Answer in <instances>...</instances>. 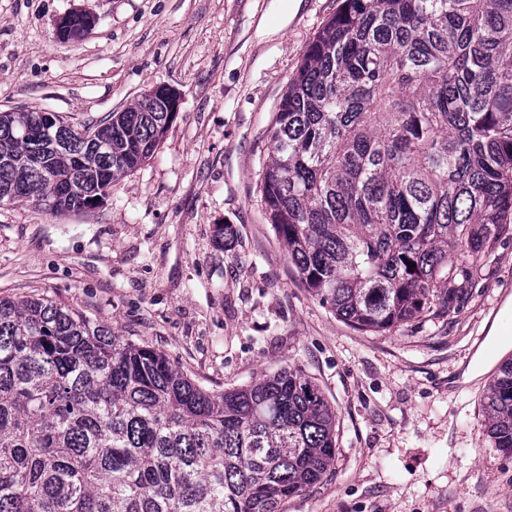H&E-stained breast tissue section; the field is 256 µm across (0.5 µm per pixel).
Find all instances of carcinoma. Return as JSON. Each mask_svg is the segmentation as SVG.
Segmentation results:
<instances>
[{
  "label": "carcinoma",
  "instance_id": "cac0c4a2",
  "mask_svg": "<svg viewBox=\"0 0 512 512\" xmlns=\"http://www.w3.org/2000/svg\"><path fill=\"white\" fill-rule=\"evenodd\" d=\"M173 100L159 86L81 129L0 112V202L98 206ZM259 193L302 285L354 329L461 311L512 237V0H342L281 98ZM485 400L511 456L512 359ZM335 457V409L297 370L209 390L54 299L0 298V512H278Z\"/></svg>",
  "mask_w": 512,
  "mask_h": 512
}]
</instances>
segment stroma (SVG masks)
<instances>
[{"instance_id": "stroma-1", "label": "stroma", "mask_w": 512, "mask_h": 512, "mask_svg": "<svg viewBox=\"0 0 512 512\" xmlns=\"http://www.w3.org/2000/svg\"><path fill=\"white\" fill-rule=\"evenodd\" d=\"M341 0H0V112L89 126L158 86L180 95L154 155L103 205L0 204V298L47 295L228 390L300 369L336 409L322 481L280 512H512L477 353L512 340V242L459 313L355 330L300 283L259 203L275 111ZM80 12L81 38L56 35ZM224 240L216 242L215 227Z\"/></svg>"}]
</instances>
